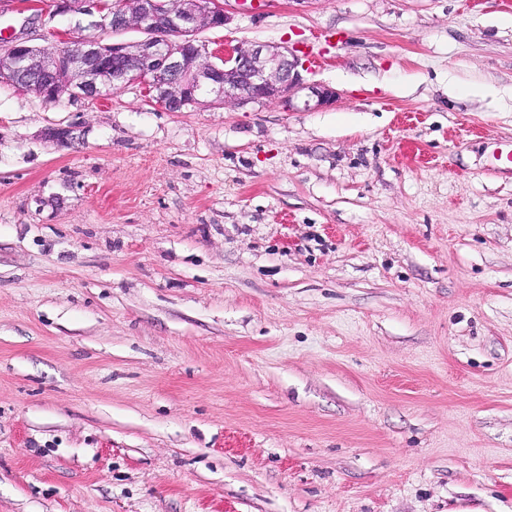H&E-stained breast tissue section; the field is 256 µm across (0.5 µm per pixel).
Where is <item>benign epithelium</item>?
Wrapping results in <instances>:
<instances>
[{"mask_svg":"<svg viewBox=\"0 0 512 512\" xmlns=\"http://www.w3.org/2000/svg\"><path fill=\"white\" fill-rule=\"evenodd\" d=\"M54 13L86 21L85 34L70 43L36 47L15 35L0 48V79L39 88L46 103L71 98H101L139 84L167 112L198 102L201 93L215 105L279 100L308 91L304 108L329 105L335 92L304 81L296 50L258 45L234 46L212 53L196 35L228 22L223 0H53ZM129 28L149 37L129 43L104 41L103 35Z\"/></svg>","mask_w":512,"mask_h":512,"instance_id":"7a95c632","label":"benign epithelium"}]
</instances>
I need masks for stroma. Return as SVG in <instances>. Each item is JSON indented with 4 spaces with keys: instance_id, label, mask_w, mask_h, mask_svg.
Returning a JSON list of instances; mask_svg holds the SVG:
<instances>
[{
    "instance_id": "35a3bbf8",
    "label": "stroma",
    "mask_w": 512,
    "mask_h": 512,
    "mask_svg": "<svg viewBox=\"0 0 512 512\" xmlns=\"http://www.w3.org/2000/svg\"><path fill=\"white\" fill-rule=\"evenodd\" d=\"M224 9L335 101L0 83V512H512V0Z\"/></svg>"
}]
</instances>
